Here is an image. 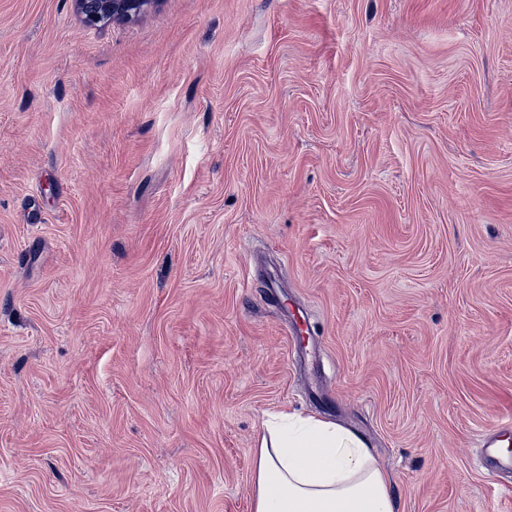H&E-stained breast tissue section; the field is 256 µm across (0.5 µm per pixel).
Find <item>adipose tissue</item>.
Listing matches in <instances>:
<instances>
[{
    "label": "adipose tissue",
    "mask_w": 512,
    "mask_h": 512,
    "mask_svg": "<svg viewBox=\"0 0 512 512\" xmlns=\"http://www.w3.org/2000/svg\"><path fill=\"white\" fill-rule=\"evenodd\" d=\"M253 486V512H398L368 443L314 415L281 413L266 422Z\"/></svg>",
    "instance_id": "adipose-tissue-1"
}]
</instances>
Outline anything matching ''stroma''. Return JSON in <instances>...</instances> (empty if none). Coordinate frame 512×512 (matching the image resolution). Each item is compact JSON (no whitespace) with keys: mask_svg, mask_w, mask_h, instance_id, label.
Wrapping results in <instances>:
<instances>
[{"mask_svg":"<svg viewBox=\"0 0 512 512\" xmlns=\"http://www.w3.org/2000/svg\"><path fill=\"white\" fill-rule=\"evenodd\" d=\"M282 411L512 512V0H0V512H252ZM160 0H73L75 10L90 27L115 21H135Z\"/></svg>","mask_w":512,"mask_h":512,"instance_id":"35a3bbf8","label":"stroma"}]
</instances>
